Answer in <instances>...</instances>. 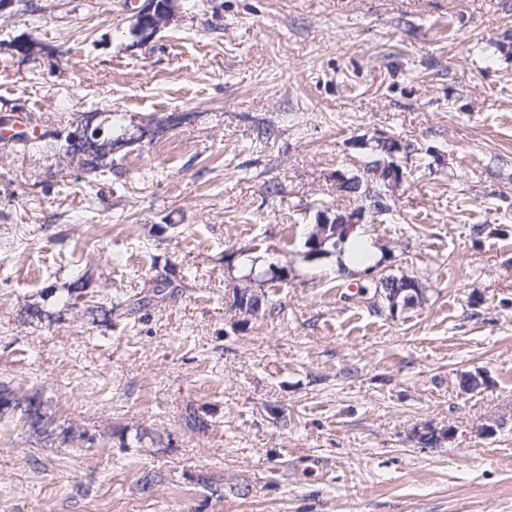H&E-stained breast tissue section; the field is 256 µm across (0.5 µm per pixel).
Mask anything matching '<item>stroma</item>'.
Instances as JSON below:
<instances>
[{
	"instance_id": "1",
	"label": "stroma",
	"mask_w": 512,
	"mask_h": 512,
	"mask_svg": "<svg viewBox=\"0 0 512 512\" xmlns=\"http://www.w3.org/2000/svg\"><path fill=\"white\" fill-rule=\"evenodd\" d=\"M145 2L0 0V124L119 141H0V385L88 435L1 416L0 512H512V0H171L143 40ZM384 137L411 151L359 227L375 267L306 256ZM252 271L277 281L235 313ZM160 273L164 301L117 309ZM390 274L424 287L397 317L358 290ZM80 127H82V121L80 124ZM79 125L76 126V128L73 131L68 132L67 136L65 137V144H60L59 141L56 140V143L47 142L43 143L41 140L35 141L31 143L30 148L31 149H37L39 151H44L45 149L47 151L52 152H60L61 149H63L66 153L70 152L71 147L75 145L76 142H85V141H78L73 138V135L76 133L77 130H79ZM88 143L91 148H96V150H90L97 158H105L107 154H110L112 151V139H102L100 143L96 139H93L92 142H85Z\"/></svg>"
}]
</instances>
